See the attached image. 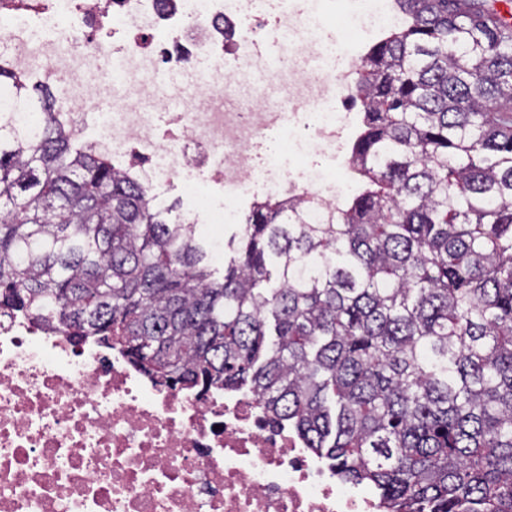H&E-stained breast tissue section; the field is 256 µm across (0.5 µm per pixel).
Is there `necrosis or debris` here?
<instances>
[{
	"instance_id": "4bbe7bcc",
	"label": "necrosis or debris",
	"mask_w": 512,
	"mask_h": 512,
	"mask_svg": "<svg viewBox=\"0 0 512 512\" xmlns=\"http://www.w3.org/2000/svg\"><path fill=\"white\" fill-rule=\"evenodd\" d=\"M363 42L397 23L390 0H0V67L37 76L59 92L56 118L147 190L178 183L224 190L221 211L198 205L194 224H220L242 198L282 193L327 219L342 195L313 169L257 156L272 131L303 124L304 141L340 156L348 137L354 69L326 64L323 39L338 19ZM67 23L65 42L27 37ZM282 42L288 109L263 101L247 111L230 96L253 69L261 45ZM155 95L169 73L193 75L192 102L158 132L138 101L96 111L113 85ZM212 68L198 72V59ZM0 512H385L373 489L342 481L333 464L264 412L248 391L165 388L94 339L72 345L55 325L0 309Z\"/></svg>"
}]
</instances>
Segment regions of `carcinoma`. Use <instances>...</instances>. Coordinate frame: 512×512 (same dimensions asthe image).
I'll use <instances>...</instances> for the list:
<instances>
[{
    "label": "carcinoma",
    "mask_w": 512,
    "mask_h": 512,
    "mask_svg": "<svg viewBox=\"0 0 512 512\" xmlns=\"http://www.w3.org/2000/svg\"><path fill=\"white\" fill-rule=\"evenodd\" d=\"M361 57L326 222L260 201L214 276L128 173L76 148L56 94L0 67V308L94 338L164 385L246 389L390 512H512V18L394 0Z\"/></svg>",
    "instance_id": "1"
}]
</instances>
